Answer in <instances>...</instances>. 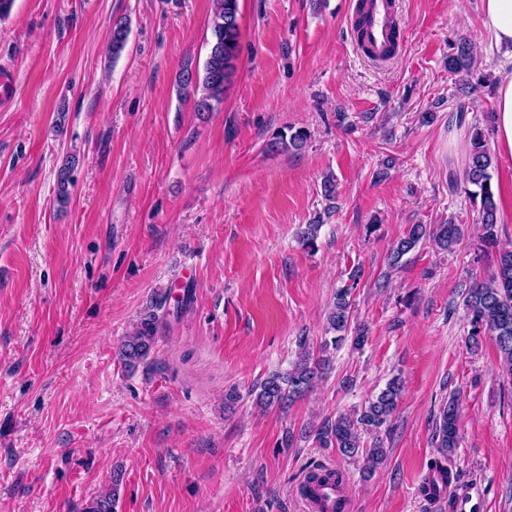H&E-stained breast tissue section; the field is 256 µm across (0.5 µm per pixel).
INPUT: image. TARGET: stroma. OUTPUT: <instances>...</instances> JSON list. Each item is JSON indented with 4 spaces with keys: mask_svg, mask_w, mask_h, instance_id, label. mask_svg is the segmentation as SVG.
<instances>
[{
    "mask_svg": "<svg viewBox=\"0 0 512 512\" xmlns=\"http://www.w3.org/2000/svg\"><path fill=\"white\" fill-rule=\"evenodd\" d=\"M354 6L239 0L237 74L204 116L177 76L206 59L211 0H14L0 19V68L15 81L0 106V512H83L110 487L117 512H304L298 486L321 464L344 473L350 512H512V376L492 338L469 346L464 307L496 252L448 192L470 149L449 116L460 103L473 118L493 111L512 58L482 0H395L406 41L374 61L352 36ZM118 15L131 33L112 61ZM461 36L488 77L473 93L446 65ZM298 129L311 134L302 149H272ZM71 154L61 209L56 172ZM493 176L510 243L512 157ZM320 214L304 248L297 232ZM450 219L465 227L454 252L426 241L390 266L410 225ZM354 267L366 342L329 348L323 378L288 408L256 407L249 390L288 368L299 337L324 342ZM158 294L166 325L125 368L121 340ZM395 376L387 457L366 478L316 433ZM233 387L243 398L228 410ZM452 397V488L429 498L435 419Z\"/></svg>",
    "mask_w": 512,
    "mask_h": 512,
    "instance_id": "1",
    "label": "stroma"
}]
</instances>
